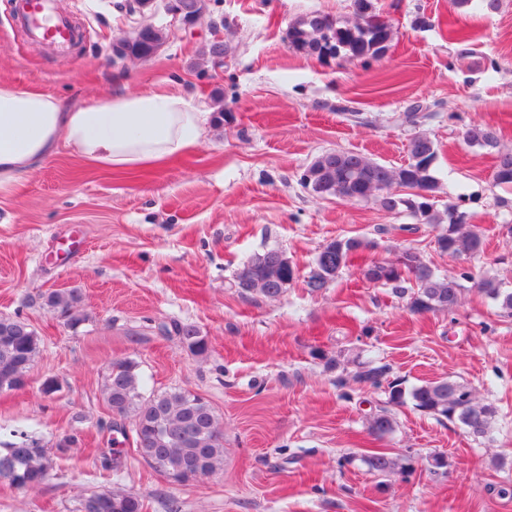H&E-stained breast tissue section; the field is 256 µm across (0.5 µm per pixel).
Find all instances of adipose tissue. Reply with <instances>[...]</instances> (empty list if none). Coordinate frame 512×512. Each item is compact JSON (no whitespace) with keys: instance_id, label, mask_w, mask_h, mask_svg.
<instances>
[{"instance_id":"ef3b65f1","label":"adipose tissue","mask_w":512,"mask_h":512,"mask_svg":"<svg viewBox=\"0 0 512 512\" xmlns=\"http://www.w3.org/2000/svg\"><path fill=\"white\" fill-rule=\"evenodd\" d=\"M204 118L181 95L120 92L103 105L65 106L0 82V191L67 147L106 169L150 167L197 148Z\"/></svg>"}]
</instances>
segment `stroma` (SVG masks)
I'll return each instance as SVG.
<instances>
[{
	"mask_svg": "<svg viewBox=\"0 0 512 512\" xmlns=\"http://www.w3.org/2000/svg\"><path fill=\"white\" fill-rule=\"evenodd\" d=\"M125 0H61L82 37L60 51L32 41L18 0H0V81L67 106L104 103L118 91L185 96L210 113L200 146L161 165L113 171L68 148L0 194V316L24 320L40 345L25 389L0 393V447L29 438L47 448L51 478L39 490L0 484V512H76L91 492L133 493L144 512H512V317L464 281L453 312L411 313L390 288L351 264L321 293L304 278L327 240L371 241L365 260L417 248L432 267L488 274L512 289V188L494 182L493 152L465 143L473 124L512 149V0L466 13L453 0H372L394 31L387 54L320 60L289 46V26L322 11L353 19L352 0H210L192 31L164 0L129 13ZM163 32L147 60L113 46L139 27ZM465 28L474 67L458 57L449 26ZM221 40L223 65L206 55ZM420 105L415 126L399 115ZM439 148L438 209L458 205L478 226L484 253L436 250L437 226L406 232L407 219L371 202L314 196L304 170L328 150L404 163L415 133ZM276 248L295 266L278 300L240 292L249 256ZM77 290L86 316L69 327L46 304ZM195 325L208 339L194 356L165 325ZM352 358L390 367L406 386L447 376L468 383L499 414L487 437L404 405L376 440L368 417L386 399L355 382L337 386ZM137 363L145 392L184 388L208 400L224 426V469L179 484L155 471L132 441L120 470L102 469L114 436L103 394L111 362ZM57 388L44 395L45 380ZM78 445L58 450V439ZM410 457L415 471L374 474L362 455ZM448 460L435 471L433 456Z\"/></svg>",
	"mask_w": 512,
	"mask_h": 512,
	"instance_id": "stroma-1",
	"label": "stroma"
}]
</instances>
